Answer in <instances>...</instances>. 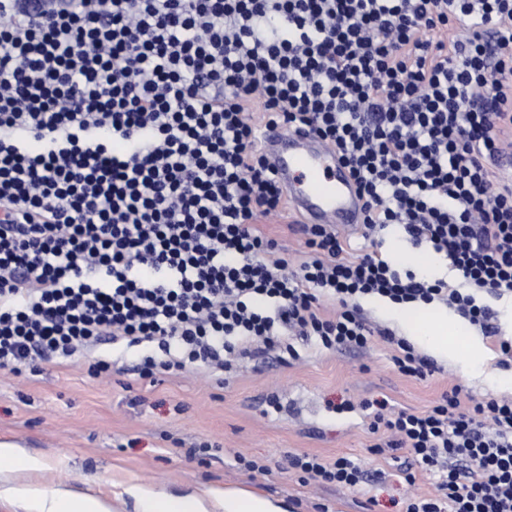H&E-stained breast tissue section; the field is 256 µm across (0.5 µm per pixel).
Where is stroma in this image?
Wrapping results in <instances>:
<instances>
[{
    "label": "stroma",
    "mask_w": 512,
    "mask_h": 512,
    "mask_svg": "<svg viewBox=\"0 0 512 512\" xmlns=\"http://www.w3.org/2000/svg\"><path fill=\"white\" fill-rule=\"evenodd\" d=\"M294 221L287 210L259 225L298 264L307 248ZM483 343V375L465 360L439 358L432 374L413 379L396 372L382 342L320 352L297 339L299 359L284 362L269 352L244 362L220 386L193 371L155 382L140 378L139 353L101 342L86 358L117 361L125 373L93 378L83 361L25 378L0 371V442L42 459V470L27 474V482L102 498L111 512H136L133 485L172 495L246 487L281 501L287 512H400L390 498L433 495L429 476L376 490L378 503L369 507L365 491L303 481L282 470V462L308 452L357 459L371 471L396 470L390 455L369 453L374 436L361 410L342 411L339 403L385 396L394 408L423 410L455 387L466 404L512 400V367L501 365L492 338ZM238 454L268 465L270 474L251 476L236 465Z\"/></svg>",
    "instance_id": "35a3bbf8"
}]
</instances>
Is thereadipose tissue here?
Returning a JSON list of instances; mask_svg holds the SVG:
<instances>
[{
	"label": "adipose tissue",
	"instance_id": "ef3b65f1",
	"mask_svg": "<svg viewBox=\"0 0 512 512\" xmlns=\"http://www.w3.org/2000/svg\"><path fill=\"white\" fill-rule=\"evenodd\" d=\"M398 315L411 339L438 357L480 360L485 355L478 336L471 335L466 341H459L455 321L442 309L413 305L400 309ZM0 492L24 501L27 512H110L98 498L60 489L49 493L29 483H18ZM129 492L136 501L137 512H209L213 504L218 505L221 512H285L279 501L244 487H206L184 496L158 493L139 486L130 487Z\"/></svg>",
	"mask_w": 512,
	"mask_h": 512
}]
</instances>
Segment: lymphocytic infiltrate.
Segmentation results:
<instances>
[{
  "instance_id": "f902f5d3",
  "label": "lymphocytic infiltrate",
  "mask_w": 512,
  "mask_h": 512,
  "mask_svg": "<svg viewBox=\"0 0 512 512\" xmlns=\"http://www.w3.org/2000/svg\"><path fill=\"white\" fill-rule=\"evenodd\" d=\"M265 121L332 145L364 202L363 242L305 224L293 264L257 227L285 191ZM512 0H0V369L20 376L103 340L145 348L140 377L216 380L243 359L392 348L404 376L434 363L356 300L454 308L496 339L478 293L512 295ZM400 226L461 279L399 273L378 231ZM337 302L323 315L322 298ZM371 432L407 451L436 496L404 512H512V400L424 411L371 401ZM287 468L357 488L347 456Z\"/></svg>"
}]
</instances>
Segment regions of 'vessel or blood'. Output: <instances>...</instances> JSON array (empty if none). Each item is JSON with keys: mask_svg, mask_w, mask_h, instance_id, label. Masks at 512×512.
Wrapping results in <instances>:
<instances>
[{"mask_svg": "<svg viewBox=\"0 0 512 512\" xmlns=\"http://www.w3.org/2000/svg\"><path fill=\"white\" fill-rule=\"evenodd\" d=\"M262 151L301 223L348 228L362 223V202L353 180L325 141L268 125Z\"/></svg>", "mask_w": 512, "mask_h": 512, "instance_id": "vessel-or-blood-1", "label": "vessel or blood"}]
</instances>
